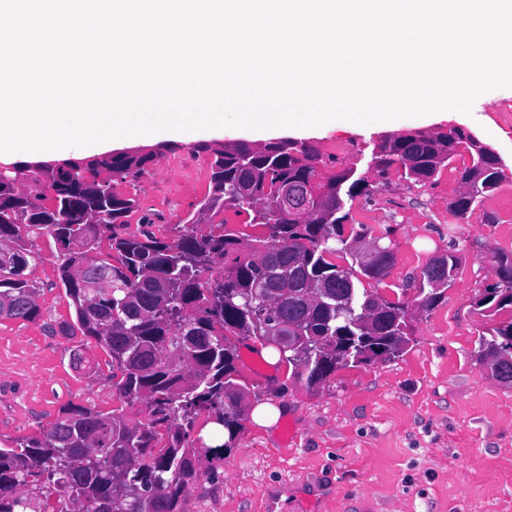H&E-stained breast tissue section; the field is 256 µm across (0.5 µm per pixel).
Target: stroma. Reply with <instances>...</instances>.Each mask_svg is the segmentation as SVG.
Returning a JSON list of instances; mask_svg holds the SVG:
<instances>
[{
	"label": "stroma",
	"mask_w": 512,
	"mask_h": 512,
	"mask_svg": "<svg viewBox=\"0 0 512 512\" xmlns=\"http://www.w3.org/2000/svg\"><path fill=\"white\" fill-rule=\"evenodd\" d=\"M457 124L472 131L507 163L499 191L464 217L448 201L460 188L462 159L442 170L430 187L390 170L371 202L356 199L354 224L369 237L386 234L396 263L385 283L367 289L392 297L415 283L432 256L456 243L459 274L438 305L411 312L412 340L398 359L341 370L317 393L289 378L286 365L267 363L253 341L239 345L240 378L252 403L271 401L286 411L273 428L246 421L224 461L206 470L184 494L182 512H512V387L492 379L477 363L482 334L493 325L476 302L491 281L496 253L512 255V88L498 89L471 114L440 113L418 130L439 132ZM385 129L339 127L296 133V140L329 153L348 145L344 166L367 174L371 153ZM207 137L152 145V159L136 178L112 181V191L132 197L140 220L159 238L175 235L192 204L208 190ZM27 272L39 290L34 320L0 319V448L46 430L61 408L74 404L111 411L112 359L86 338L89 368L74 369V338L55 333L75 318L61 287L56 245L36 239Z\"/></svg>",
	"instance_id": "obj_1"
}]
</instances>
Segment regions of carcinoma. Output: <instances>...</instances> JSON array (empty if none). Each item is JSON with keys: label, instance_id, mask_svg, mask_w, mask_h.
I'll return each mask as SVG.
<instances>
[{"label": "carcinoma", "instance_id": "1", "mask_svg": "<svg viewBox=\"0 0 512 512\" xmlns=\"http://www.w3.org/2000/svg\"><path fill=\"white\" fill-rule=\"evenodd\" d=\"M472 133L451 128L438 134L409 130L379 141L372 169L380 179L396 166L414 183L436 184L457 156H468L460 182L471 184L464 217L505 180L503 159L486 153ZM208 191L185 218L184 231L168 241L148 230L129 232L134 198L112 193L115 177L141 174L150 156H103L84 166H37L51 197L31 195L9 178L0 180V317L34 320L39 289L27 278L33 238L42 231L58 244L61 285L75 321L66 336H90L112 357V397L145 403V421L123 408L108 413L68 405L51 427L0 448V512H180L182 495L204 464L224 461L247 420L250 389L238 379L237 346L231 339L270 335L287 325L290 342L277 348L290 379L309 393L336 372L401 357L410 342L407 309L363 281L383 282L395 266L390 245L364 264L349 250L366 233L345 234L346 202L373 195L352 167L327 173L312 144L293 140L256 148L238 142L209 148ZM288 205L278 206L283 191ZM247 216L248 234L221 214ZM108 242L102 251V242ZM88 262L86 280L107 279L111 291L91 294L69 270ZM421 271L418 305L429 311L443 291ZM497 280L476 305L496 314L512 309V256L494 257ZM512 348V320L479 339L477 361ZM512 385V352L490 366ZM224 426L227 442L209 446L194 436L200 414Z\"/></svg>", "mask_w": 512, "mask_h": 512}]
</instances>
